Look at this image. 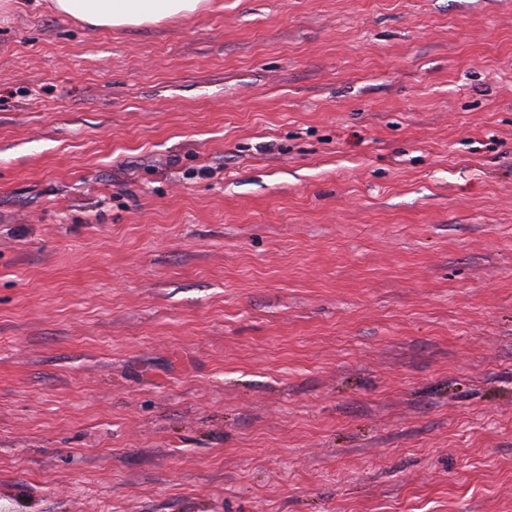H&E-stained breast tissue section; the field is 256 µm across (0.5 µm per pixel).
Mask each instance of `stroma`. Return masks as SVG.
I'll list each match as a JSON object with an SVG mask.
<instances>
[{
	"mask_svg": "<svg viewBox=\"0 0 512 512\" xmlns=\"http://www.w3.org/2000/svg\"><path fill=\"white\" fill-rule=\"evenodd\" d=\"M0 512H512V0L0 12ZM56 11L92 27L158 23L199 10L204 0H52Z\"/></svg>",
	"mask_w": 512,
	"mask_h": 512,
	"instance_id": "1",
	"label": "stroma"
}]
</instances>
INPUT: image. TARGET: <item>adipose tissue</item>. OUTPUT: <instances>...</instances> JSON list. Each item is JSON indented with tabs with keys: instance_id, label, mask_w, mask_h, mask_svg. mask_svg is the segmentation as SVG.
<instances>
[{
	"instance_id": "1",
	"label": "adipose tissue",
	"mask_w": 512,
	"mask_h": 512,
	"mask_svg": "<svg viewBox=\"0 0 512 512\" xmlns=\"http://www.w3.org/2000/svg\"><path fill=\"white\" fill-rule=\"evenodd\" d=\"M56 11L93 27L139 26L199 10L204 0H53Z\"/></svg>"
}]
</instances>
